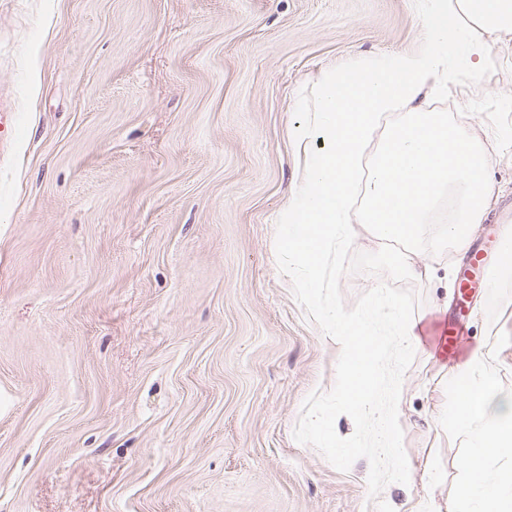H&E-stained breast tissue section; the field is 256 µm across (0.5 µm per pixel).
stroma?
Listing matches in <instances>:
<instances>
[{
	"label": "stroma",
	"mask_w": 512,
	"mask_h": 512,
	"mask_svg": "<svg viewBox=\"0 0 512 512\" xmlns=\"http://www.w3.org/2000/svg\"><path fill=\"white\" fill-rule=\"evenodd\" d=\"M413 0H0V97L20 124L0 159V512H459L474 445L454 373L484 355L512 391V150L489 120L459 122L491 156L495 203L466 257L415 253L413 319L465 317L454 355L421 336L399 404L412 479L370 498L295 441L302 405L335 383L339 351L296 301L277 216L304 157L299 92L352 59L413 51ZM451 93L455 111L512 94V45Z\"/></svg>",
	"instance_id": "stroma-1"
}]
</instances>
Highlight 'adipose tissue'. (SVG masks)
Instances as JSON below:
<instances>
[{"label": "adipose tissue", "mask_w": 512, "mask_h": 512, "mask_svg": "<svg viewBox=\"0 0 512 512\" xmlns=\"http://www.w3.org/2000/svg\"><path fill=\"white\" fill-rule=\"evenodd\" d=\"M481 382H473V375ZM455 420L464 431L477 421L487 429L477 439L470 475L457 488L456 498L466 512H512V478L489 481L480 464L491 453L512 455V393L497 390L496 377L483 358H471L456 372Z\"/></svg>", "instance_id": "1"}]
</instances>
